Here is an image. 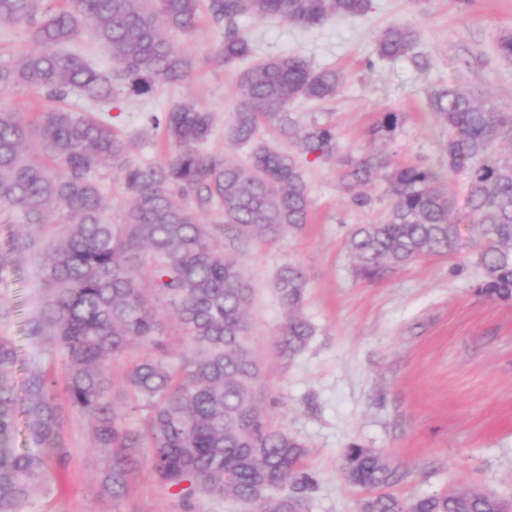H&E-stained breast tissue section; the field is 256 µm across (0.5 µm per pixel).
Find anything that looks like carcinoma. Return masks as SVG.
<instances>
[{
	"mask_svg": "<svg viewBox=\"0 0 512 512\" xmlns=\"http://www.w3.org/2000/svg\"><path fill=\"white\" fill-rule=\"evenodd\" d=\"M64 2L0 0V26H25L35 45L0 63V91L30 87L49 102L30 122L0 108V223L22 225L10 247L0 250V270L26 257L38 262L44 293L29 336L65 354L60 370L31 362L20 395L15 349L0 336V512H21L38 487L63 475L74 415L92 424L106 462L103 487L116 504L141 465L137 449L148 448L146 463L156 481L188 512L197 495L255 505L257 512H308L314 480L303 467L304 446L270 424L259 405L261 371L249 349L254 288L239 255L309 222L302 160L333 155L336 126H301L290 107L335 97L345 75L296 55L239 71L227 139L248 149L244 163L201 149L214 115L193 97L150 116L172 148L159 164L142 163L134 139L117 135L109 122L63 103L77 93L110 112L121 95L141 99L160 82H187L193 61L174 48L169 33H193L203 7L222 29L212 59L233 66L254 54L242 17L311 29L366 14L371 0ZM86 29L111 56L109 71L83 56L79 43ZM416 40L414 29L392 24L377 36L376 52L383 60L406 57L422 66ZM431 107L448 129V171L462 167L468 174L469 237L483 271L477 291L512 301V158L497 152L502 142L512 143V114L449 87L432 93ZM263 121L294 140L298 152L259 140ZM399 122V113H381L369 139H391ZM106 163L123 179L119 224L108 216L111 203L95 178ZM342 166L340 182L359 208L371 205L368 189L377 179L390 189L384 220L355 225L346 240L363 278L379 280L420 258L456 251L460 226L452 219L444 175L418 163L395 165L372 151L346 157ZM210 213L224 223H204ZM306 286L294 265L275 281L286 313L275 349L288 360L314 335L302 315ZM168 318L188 341L175 368L167 362ZM135 346L139 356L129 362L123 392L115 396L112 362ZM21 404L36 447L25 454L11 448ZM136 412L145 413L141 428L129 420ZM342 469L349 486L375 491L361 500L360 512H512L511 501L470 486L401 499L385 491L396 477L389 458L371 448L349 446Z\"/></svg>",
	"mask_w": 512,
	"mask_h": 512,
	"instance_id": "carcinoma-1",
	"label": "carcinoma"
}]
</instances>
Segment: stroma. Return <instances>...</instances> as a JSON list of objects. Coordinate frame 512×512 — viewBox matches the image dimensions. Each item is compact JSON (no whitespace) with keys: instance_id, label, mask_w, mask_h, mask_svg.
Here are the masks:
<instances>
[{"instance_id":"obj_1","label":"stroma","mask_w":512,"mask_h":512,"mask_svg":"<svg viewBox=\"0 0 512 512\" xmlns=\"http://www.w3.org/2000/svg\"><path fill=\"white\" fill-rule=\"evenodd\" d=\"M239 24L257 58L299 54L346 75L335 97L291 107L300 125L329 121L338 133L332 157L303 166L312 200L309 224L251 245L240 257L255 290L249 320L261 406L308 450L305 466L315 481L309 512H359L364 493L346 484L341 469L353 443L391 459L398 472L391 491L400 498L454 485L512 498V302L478 294L483 273L466 239L450 257L419 259L377 282L359 278L347 235L354 225L383 220L391 199L381 182L370 190L369 207L352 206L339 180L344 157L372 149L396 164L422 163L446 174L455 219L470 225L467 176L448 169V130L437 122L429 95L449 85L512 113V61L496 50L499 36L512 32V0H372L365 16L309 30L250 17ZM392 24L416 30V50L428 57V67L378 58L375 40ZM219 38L206 19L193 34L172 33L175 48L196 62L190 80L159 84L149 98L120 101L106 113L115 131L137 137L141 162L160 163L169 154L148 115L188 95L215 117L205 150L246 160L245 150L230 149L225 135L238 71L211 61ZM386 111L400 113L402 122L392 140L371 142L367 128ZM289 264L306 273L303 313L316 333L306 350L286 361L273 347L285 319L274 282ZM42 292L33 261L0 271V303L11 310L0 320V335L14 344L20 381L32 360H64L61 349L39 350L27 336ZM66 439L65 482L48 481L23 512H116L102 488L104 463L88 421L72 416ZM126 502L137 512H184L179 497L161 488L146 466L133 476Z\"/></svg>"}]
</instances>
